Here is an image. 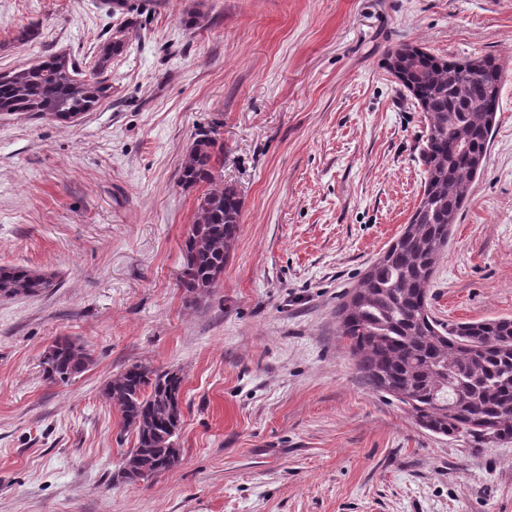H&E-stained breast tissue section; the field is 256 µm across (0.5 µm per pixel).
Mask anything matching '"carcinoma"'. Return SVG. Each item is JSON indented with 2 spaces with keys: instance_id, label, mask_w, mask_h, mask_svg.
<instances>
[{
  "instance_id": "carcinoma-1",
  "label": "carcinoma",
  "mask_w": 512,
  "mask_h": 512,
  "mask_svg": "<svg viewBox=\"0 0 512 512\" xmlns=\"http://www.w3.org/2000/svg\"><path fill=\"white\" fill-rule=\"evenodd\" d=\"M134 27L112 31L93 72L86 75L65 54H52L0 76V112L68 120L95 111L111 94L101 78L126 47ZM502 69L496 58L464 62L428 59L419 72L427 131L420 153L423 194L401 234L376 259L340 308V335L359 373L375 391L406 406L419 426L443 436L480 443L512 439V318L470 323L437 320L429 292L453 224L484 172L496 125ZM184 188H203L184 240L190 293H209L241 229L237 185L224 181V141L218 129L198 131L178 170ZM55 287V276L0 265V298L33 297ZM91 355L68 338L42 359L51 383L69 382ZM184 377L178 370L133 365L114 375L105 395L134 436L122 461L135 482L176 466L173 438L183 423Z\"/></svg>"
}]
</instances>
